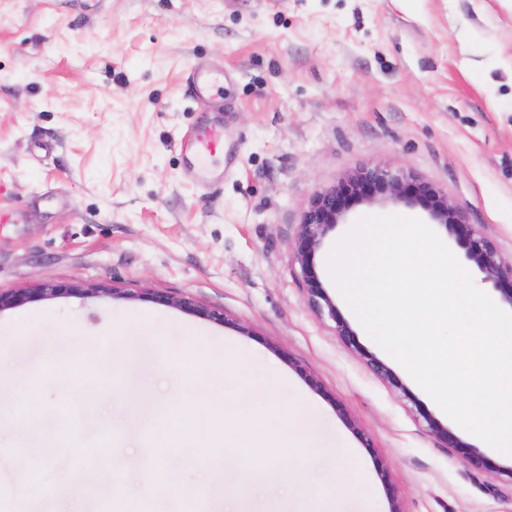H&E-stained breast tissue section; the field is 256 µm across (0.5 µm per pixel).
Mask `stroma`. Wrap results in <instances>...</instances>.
<instances>
[{
    "label": "stroma",
    "mask_w": 512,
    "mask_h": 512,
    "mask_svg": "<svg viewBox=\"0 0 512 512\" xmlns=\"http://www.w3.org/2000/svg\"><path fill=\"white\" fill-rule=\"evenodd\" d=\"M224 75L222 181L203 187L180 143L210 114L192 71ZM385 164L438 186L512 259V0H0V290L103 282L118 296L62 295L0 311V340L23 334L0 377L16 413L0 440V512H36L71 470L77 497L126 494L155 471L159 512H218L235 488L209 429L194 460L171 444L160 409L207 380L184 360L244 358L273 384L255 388L276 437L281 409L302 405L303 458L268 512H304L296 486L368 482L353 512H512V478L476 472L422 419L452 420L401 365V397L361 358L390 356L365 332L326 266L363 216L428 221L404 202L353 207L316 269L359 346L308 306L292 242L311 198L360 168ZM127 291L192 297L219 322L124 299ZM79 332L67 359L45 341ZM94 364L83 394L64 377ZM123 451L115 469L106 444ZM151 448L142 456V448ZM21 493L10 486L19 472ZM171 472L198 506L165 494Z\"/></svg>",
    "instance_id": "obj_1"
}]
</instances>
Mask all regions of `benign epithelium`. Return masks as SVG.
<instances>
[{
    "instance_id": "1",
    "label": "benign epithelium",
    "mask_w": 512,
    "mask_h": 512,
    "mask_svg": "<svg viewBox=\"0 0 512 512\" xmlns=\"http://www.w3.org/2000/svg\"><path fill=\"white\" fill-rule=\"evenodd\" d=\"M406 202L429 212L436 223L445 227L448 236L466 249V259L484 274L483 280L492 284L502 303L512 308V261L502 256L498 244L480 235L467 223L464 209L450 201L434 184L418 179L408 180L384 165L363 168L337 185L316 195L303 214L294 238L293 253L300 266L307 300L319 315H328L336 323L337 336L350 347L358 348L357 337L349 324L340 318L336 305L324 288L315 269L314 258L329 231L341 223L351 207L360 203ZM115 292L101 283L58 285L38 283L33 288L15 292L0 291V312L14 308L36 297L59 294L93 297ZM136 298L164 306H176L194 315L229 323L224 315L201 307L189 296L172 297L166 293H141ZM368 367L391 388L409 396L406 386L382 360L364 350L360 351ZM431 433L454 450L475 471L496 470L512 478V466H494L476 446L465 442L450 428L428 413L422 414Z\"/></svg>"
}]
</instances>
